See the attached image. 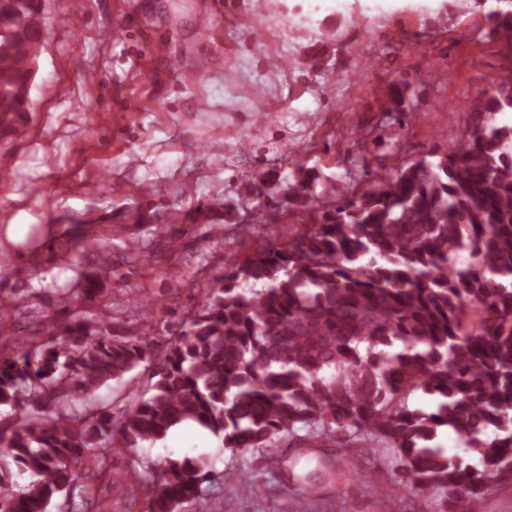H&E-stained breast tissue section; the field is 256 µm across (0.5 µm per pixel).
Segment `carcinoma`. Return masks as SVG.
I'll return each mask as SVG.
<instances>
[{"label": "carcinoma", "mask_w": 512, "mask_h": 512, "mask_svg": "<svg viewBox=\"0 0 512 512\" xmlns=\"http://www.w3.org/2000/svg\"><path fill=\"white\" fill-rule=\"evenodd\" d=\"M492 34L512 45V0H494ZM0 26V125L21 111L19 53L40 39ZM462 145L405 163L373 187L349 191L283 247L224 271L160 352L147 335L71 313L36 331L39 343L0 351V512H50L105 480L112 449L131 454L192 420L233 451L265 457L289 437L357 457L388 448L398 488L431 494L440 512H471L512 481V76L492 80L468 109ZM319 179L298 166L283 187L265 174V213L309 210ZM64 310L95 302L59 289ZM152 370V394L120 410L98 399L111 381ZM423 392L430 411L409 407ZM452 431L477 463L434 444ZM332 459L300 477L303 499ZM145 512H213L208 458H157L129 472Z\"/></svg>", "instance_id": "1"}]
</instances>
